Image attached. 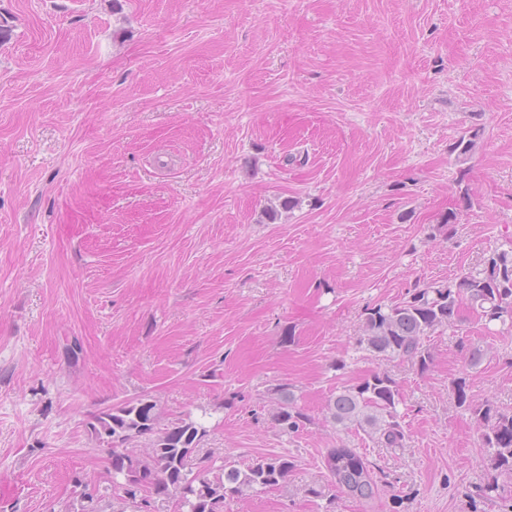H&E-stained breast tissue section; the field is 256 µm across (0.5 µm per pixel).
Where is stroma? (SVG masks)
I'll use <instances>...</instances> for the list:
<instances>
[{"label":"stroma","mask_w":512,"mask_h":512,"mask_svg":"<svg viewBox=\"0 0 512 512\" xmlns=\"http://www.w3.org/2000/svg\"><path fill=\"white\" fill-rule=\"evenodd\" d=\"M0 23V512L111 498L91 425L141 398L207 427L200 456L295 457L224 512H502L468 497L488 452L450 385L471 343L475 400L512 408V333L464 313L423 373L357 341L365 307L512 238V0H0ZM374 371L404 448L325 420ZM282 384L311 419L290 436ZM341 445L387 474L374 499L313 497Z\"/></svg>","instance_id":"35a3bbf8"}]
</instances>
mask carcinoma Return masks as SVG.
I'll return each instance as SVG.
<instances>
[{"label":"carcinoma","mask_w":512,"mask_h":512,"mask_svg":"<svg viewBox=\"0 0 512 512\" xmlns=\"http://www.w3.org/2000/svg\"><path fill=\"white\" fill-rule=\"evenodd\" d=\"M479 131L457 140L452 150L457 161L466 163L475 150ZM468 305L485 325L512 327V246L495 249L477 267L462 272L448 285L415 288L393 305L367 307L363 313L361 349L384 359L409 361L424 373L432 361L425 340L460 322L463 305ZM466 373L453 381L458 408L471 414L481 429L482 447L488 451L487 472L474 485V494L491 500L500 489L499 479H512V408L491 400L476 403L468 394L469 371L483 360V350L463 342ZM278 402L272 419L285 434L304 429L310 418L297 403L291 389L277 388ZM399 382L386 372H374L360 383L344 387L327 400L326 419L344 430L363 433L385 448H403L406 431L397 406ZM95 435L112 442V472L122 478L117 484L120 512H157V503L174 501L177 512H224V501L246 490L279 485L295 469L293 457L277 454L263 457L245 468L224 461L198 457L206 429L195 421H180L157 429L156 403L147 398L125 402L97 417L91 424ZM149 441L140 453L135 443ZM324 465L336 488L352 496L371 500L379 493L384 477L377 475L356 449L329 448ZM198 468L196 476L192 469ZM68 512H103L91 493H83Z\"/></svg>","instance_id":"1"}]
</instances>
